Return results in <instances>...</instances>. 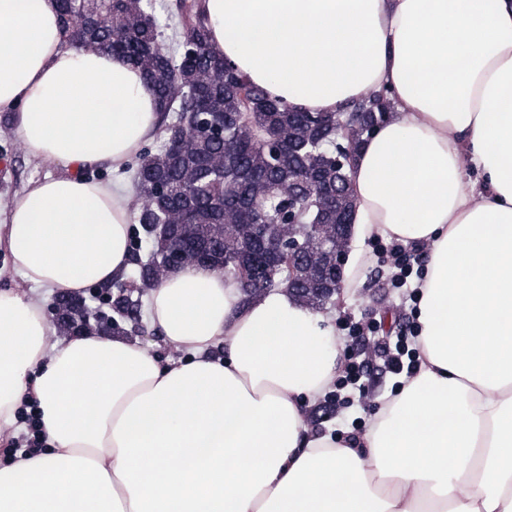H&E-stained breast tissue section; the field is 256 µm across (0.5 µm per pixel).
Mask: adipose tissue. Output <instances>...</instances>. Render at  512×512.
Returning <instances> with one entry per match:
<instances>
[{"instance_id":"ef3b65f1","label":"adipose tissue","mask_w":512,"mask_h":512,"mask_svg":"<svg viewBox=\"0 0 512 512\" xmlns=\"http://www.w3.org/2000/svg\"><path fill=\"white\" fill-rule=\"evenodd\" d=\"M210 51L288 107L391 109L350 169L352 236L430 249L420 371L362 434L311 431L332 330L283 290L242 304L188 265L148 293L179 358L120 336L49 343L33 289L128 267L123 169L160 127L140 70L69 46L58 0H0V112L61 173L0 223V433L31 403L46 446L0 468V512H512V0H202ZM224 354L211 356L215 345ZM390 110V102L386 99L384 93L382 91L372 93L369 96L362 98L361 100L354 103L347 112L348 117L346 119L354 122L356 112H375V113H384L387 115ZM352 112V113H351ZM346 121H341L342 125L346 123Z\"/></svg>"}]
</instances>
